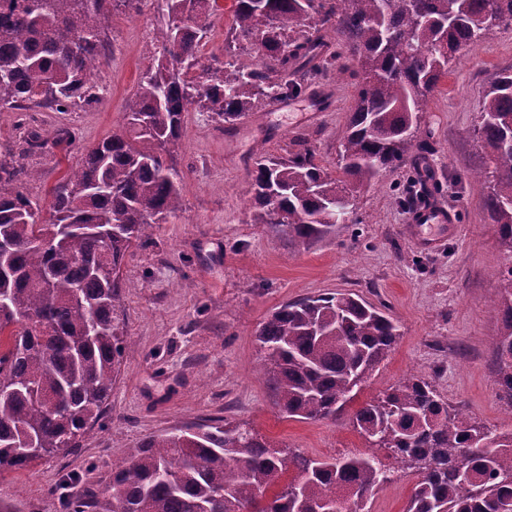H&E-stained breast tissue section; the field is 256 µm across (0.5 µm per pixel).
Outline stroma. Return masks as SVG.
Listing matches in <instances>:
<instances>
[{"label": "stroma", "instance_id": "1", "mask_svg": "<svg viewBox=\"0 0 512 512\" xmlns=\"http://www.w3.org/2000/svg\"><path fill=\"white\" fill-rule=\"evenodd\" d=\"M161 0L141 11L119 9L105 19L102 65L92 79L96 103L69 112L34 108L0 114V160L27 169L18 186L48 221L54 187L79 166L85 148L121 130L148 65L145 45L161 17ZM232 0H219L203 42V63L230 56L226 42ZM512 71V27L500 30L447 77L419 119L421 155L437 201L455 212L454 233L422 249L403 199L418 187L413 163L387 170L355 193L346 223L297 248L250 221L252 159L282 156L301 132L317 162L339 163V140L356 95L354 79L320 75L292 94L293 113L263 105L237 141L212 113L189 110L174 163L182 176L183 211L154 225L148 242L131 249L121 268L120 330L131 348L112 386L104 416L80 447L0 474V499L16 512H65L53 489L64 482L103 493L113 463L148 436L221 418L255 428L272 447L317 459L364 451L352 411L320 421L281 415L258 368V326L286 302L351 292L379 307L399 327L393 349L359 398L368 400L413 374L433 382L448 404L500 432L512 430V408L494 384L493 345L500 334L494 308L498 274L512 265L484 205L485 185L469 173L486 150L474 133L481 94L495 73ZM327 89L330 108L303 117L314 88ZM61 127L76 140L54 153L22 154L24 130L49 136ZM416 476L396 467L394 482L375 491L368 512H404Z\"/></svg>", "mask_w": 512, "mask_h": 512}]
</instances>
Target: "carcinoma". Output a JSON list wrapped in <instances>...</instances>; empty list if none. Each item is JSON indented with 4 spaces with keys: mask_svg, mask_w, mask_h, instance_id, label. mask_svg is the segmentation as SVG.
<instances>
[{
    "mask_svg": "<svg viewBox=\"0 0 512 512\" xmlns=\"http://www.w3.org/2000/svg\"><path fill=\"white\" fill-rule=\"evenodd\" d=\"M145 47L150 61L125 131L87 150L51 193V221L19 190L24 168L0 162V471L67 448L99 421L128 349L116 305L121 265L147 229L183 211L172 147L193 107L234 123L298 90L307 65L359 79L338 171L316 162L310 135L252 170L253 224L297 246L345 222L347 186H365L419 148L420 113L460 56L512 27V0H234L231 42L242 50L197 76L215 0H163ZM142 0H0V111L41 105L68 112L95 96L90 77L105 45L101 24ZM338 28L359 69L336 67ZM257 48L260 59H252ZM479 139L490 148L472 179L512 252V74L485 90ZM74 142L31 131L22 153ZM496 385L512 405V266L499 275ZM262 368L287 418L334 417L353 402L398 338L377 307L351 293L287 302L257 331ZM353 423L367 451L318 460L274 450L244 424L218 419L193 432L148 437L112 468L111 492L64 496L69 512H362L392 480L384 449L416 481L406 512H512V431L497 433L448 405L412 375L363 402Z\"/></svg>",
    "mask_w": 512,
    "mask_h": 512,
    "instance_id": "carcinoma-1",
    "label": "carcinoma"
}]
</instances>
